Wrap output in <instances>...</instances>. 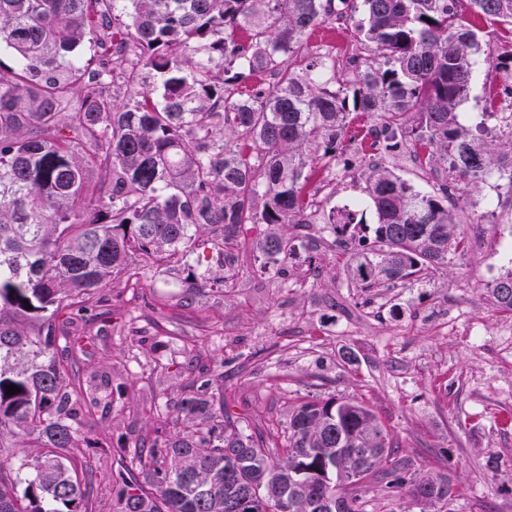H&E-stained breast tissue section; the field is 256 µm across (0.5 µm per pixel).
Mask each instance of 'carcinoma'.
I'll use <instances>...</instances> for the list:
<instances>
[{
    "label": "carcinoma",
    "mask_w": 512,
    "mask_h": 512,
    "mask_svg": "<svg viewBox=\"0 0 512 512\" xmlns=\"http://www.w3.org/2000/svg\"><path fill=\"white\" fill-rule=\"evenodd\" d=\"M462 0H0V440L41 445L17 469L0 468V512H84L78 471L112 444L81 439L79 410L94 403L58 334L59 314L86 304L134 256L178 265L210 245H252L288 258V224H326L354 240L372 210L377 248L354 256L363 289L424 278L463 253L448 182L415 189L374 162L365 197L325 213L308 193L314 168L336 162L350 114L375 122L379 150L409 146L421 168L444 167L467 191L496 170L512 187V138L502 151L467 133L466 99L481 44ZM512 26V0H467ZM357 53L309 54V36L359 9ZM95 68L74 53L86 39ZM161 78V98L146 86ZM126 91L120 102L106 93ZM95 166L100 180L90 185ZM247 224L264 226L253 240ZM491 293L512 313V273ZM28 303H23V300ZM31 309H26V306ZM15 385L20 392L7 394ZM178 413L201 414L189 432L156 431L130 459L117 512H365L361 483L391 460L386 488L411 487L426 504L456 496L448 479L410 474L377 415L357 399H312L288 428L245 433L208 383ZM84 444L81 458L65 454ZM24 491H18L19 487Z\"/></svg>",
    "instance_id": "carcinoma-1"
}]
</instances>
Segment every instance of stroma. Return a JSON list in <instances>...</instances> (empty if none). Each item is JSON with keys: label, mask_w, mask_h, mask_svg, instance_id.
I'll return each instance as SVG.
<instances>
[{"label": "stroma", "mask_w": 512, "mask_h": 512, "mask_svg": "<svg viewBox=\"0 0 512 512\" xmlns=\"http://www.w3.org/2000/svg\"><path fill=\"white\" fill-rule=\"evenodd\" d=\"M463 16L476 25L485 56L458 121L492 130L496 121L483 107L503 84L488 61L512 53V27L468 10ZM375 157L349 128L336 152L341 174L314 188L316 199L328 209L362 196L360 173ZM455 203L469 248L422 281L356 288L327 226L299 224L288 228L293 255L270 268L250 249L228 265L223 250L208 248L189 257L186 274L152 261L139 263L138 288L113 277L100 290L109 321L70 310L84 346L81 376L112 377L111 390L97 392L80 419L83 437L114 447L81 476L88 512H115L111 474L122 468L121 449L160 427L169 434L191 427L183 416L161 425L156 410L204 380L236 402L254 434L270 423L286 428L304 398L358 399L417 475L461 486L446 512H512V315L490 292L512 272L502 256L512 240V189L493 175ZM313 264L320 274H310ZM221 275L224 287H213ZM360 494L367 512L420 510L407 489L387 491L377 477Z\"/></svg>", "instance_id": "1"}]
</instances>
